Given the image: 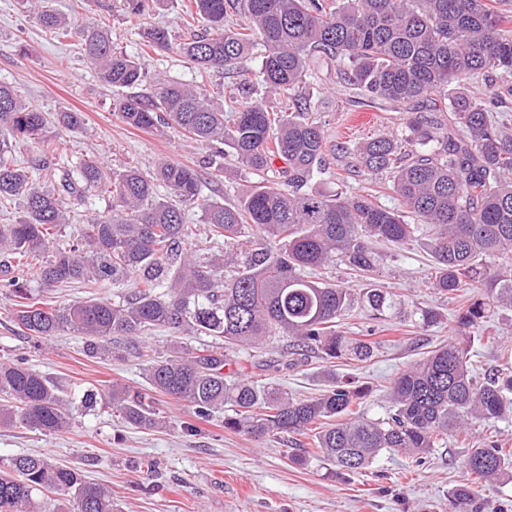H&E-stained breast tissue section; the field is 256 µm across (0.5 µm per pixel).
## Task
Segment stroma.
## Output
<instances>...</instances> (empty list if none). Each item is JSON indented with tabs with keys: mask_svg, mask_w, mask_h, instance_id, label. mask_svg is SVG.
<instances>
[{
	"mask_svg": "<svg viewBox=\"0 0 512 512\" xmlns=\"http://www.w3.org/2000/svg\"><path fill=\"white\" fill-rule=\"evenodd\" d=\"M50 5L72 24L106 26L114 46L139 52V38L124 20L121 0H50ZM316 73L307 88L313 116L335 141L354 143L375 134H401L408 113L442 112L447 107L443 101L435 105L379 101L361 107L353 90L339 83L333 65L319 64ZM161 78L191 83L195 75L176 53L156 51L146 58L140 94H152ZM0 82L15 87L44 112H83V131L49 130L62 164L90 158L115 170L135 166L146 173L162 162L186 165L210 178L211 189L231 205L254 181L230 159L210 165L211 149L179 129L160 136L129 128L113 107L115 92L99 81L76 39L58 40L46 34L18 0H0ZM373 185L369 175L344 158L332 161L314 180L315 189L323 193L347 196L367 193ZM375 249L376 281L399 295L406 307L436 309L440 321L425 330L410 321L401 328L386 323L382 345L366 362L325 363L312 358L289 369L284 365L288 341L280 337L239 352V362L258 363L255 380L307 398L324 392L332 378L353 379L370 386L364 408L372 415L384 403L391 381L447 340L457 310L473 297V290L448 298L431 288L423 242L402 247L379 243ZM11 309V297L0 291L1 358H24L68 393L92 389L104 394L116 383L145 387L146 362L134 352L120 359L91 357L81 337L69 334L42 343L30 341L12 322ZM490 324L498 334L496 342L474 345L475 363L482 373L512 365V312L495 313ZM155 400L166 420L163 429L142 432L111 414L91 411L77 415L62 433L0 427V457L42 453L78 469L87 480L111 486L116 512H448L449 489L468 482L482 512H512V481L473 483L465 466L468 441L460 435L449 437L446 447L435 449L424 464L385 454L370 468L345 476L291 435L255 441L225 428L220 417L196 422V431L189 432L184 425L194 420L187 406L161 393Z\"/></svg>",
	"mask_w": 512,
	"mask_h": 512,
	"instance_id": "35a3bbf8",
	"label": "stroma"
}]
</instances>
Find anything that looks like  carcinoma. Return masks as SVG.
Here are the masks:
<instances>
[{"mask_svg":"<svg viewBox=\"0 0 512 512\" xmlns=\"http://www.w3.org/2000/svg\"><path fill=\"white\" fill-rule=\"evenodd\" d=\"M164 0H125L127 22L138 31L142 54L112 47L111 35L95 25L79 29L82 49L101 82L123 92L114 102L129 126L157 133L176 127L189 138L230 156L258 177L238 203L203 195L200 174L161 163L150 174L133 166L110 170L95 160L70 171L55 162L49 124L76 132L80 112L50 118L0 84V208L19 201L22 216L0 224V253L10 255L0 286L16 298L11 319L24 336L48 340L62 333L85 339L91 357L119 355L120 342L145 356L140 339L155 328L178 336H205L214 343L191 351L181 345L148 358L150 392L114 385L97 398L76 401L50 377L23 360H0V427L43 433L69 429L81 409L110 410L143 429L163 425L152 393L178 399L198 420L232 407L224 427L253 439L293 433L349 475L383 453L420 463L450 435L476 423L512 419V370L480 378L472 367L475 340L484 337L496 309L512 310V130L493 112L512 98V16L503 0H192L201 31L183 37L152 25L146 16ZM41 27L56 37L70 32L67 18L38 0H22ZM241 21H229L231 14ZM261 50L257 69L250 67ZM174 51L204 77L233 71L243 77L233 111L215 103L198 84L160 79L154 92H135L143 55ZM336 65L341 83L364 101L398 103L449 99L446 112H415L406 132L366 139L351 147L328 139L308 118L304 89L311 65ZM480 79L484 97L461 92ZM279 96L268 106L253 97L255 86ZM32 147L50 189L36 185L17 163L19 146ZM351 154L363 171L388 178L371 193L326 195L312 187L327 157ZM280 179H268L275 161ZM382 189L398 207L376 202ZM105 193L108 210L82 219L77 234L65 200ZM201 209L211 237L226 250L200 253L186 212ZM434 270L433 287L446 295L467 288L480 294L460 308L454 334L402 372L379 415L363 404L370 388L332 380L326 392L288 397L252 376L230 375L229 354L280 336L291 354L327 363L348 356L373 357L378 342L352 340L336 326L355 308L378 322L391 312L409 314L427 329L439 320L429 309L407 311L400 300L371 281L375 256L369 242L404 245L421 229ZM506 265L490 272L488 260ZM334 264L365 282L358 290L317 276ZM234 274L224 276V269ZM135 288L51 305L44 295L63 284ZM466 467L492 484L512 478V448L493 435L469 449ZM64 491L73 512H113L112 491L89 482L76 469L46 455L0 459V512H51L50 494ZM450 512H474L467 483L449 495Z\"/></svg>","mask_w":512,"mask_h":512,"instance_id":"1","label":"carcinoma"}]
</instances>
